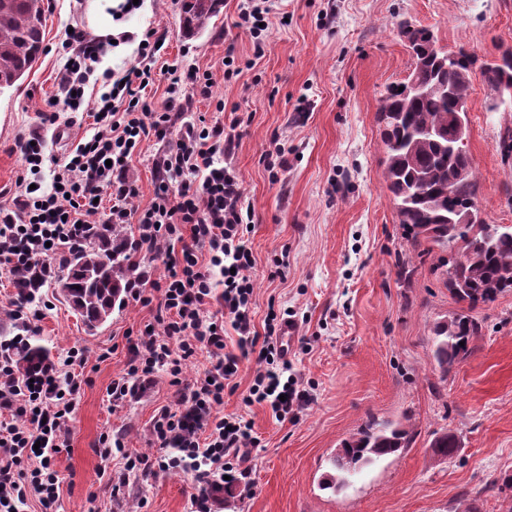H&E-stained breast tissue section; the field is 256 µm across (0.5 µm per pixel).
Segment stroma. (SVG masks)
I'll list each match as a JSON object with an SVG mask.
<instances>
[{
	"instance_id": "obj_1",
	"label": "stroma",
	"mask_w": 512,
	"mask_h": 512,
	"mask_svg": "<svg viewBox=\"0 0 512 512\" xmlns=\"http://www.w3.org/2000/svg\"><path fill=\"white\" fill-rule=\"evenodd\" d=\"M238 0L222 5L206 30L184 37L181 0H150L124 14L129 46L112 48L102 68L123 74L137 62L148 30L163 33L159 65L214 73L213 99H195L190 118L214 122L216 99L238 106L248 127L229 161L243 181L257 222L248 233L254 265L255 320L289 312L298 340L292 372L309 400L297 418L280 422L246 405L255 360L243 361L224 414L254 423L259 439L249 464L250 494L222 496L215 512H507L512 507V292L477 308L481 332L473 351L448 378L430 358L431 329L455 310L435 266L418 256L400 224L384 178L380 93L413 69L400 34L407 21L432 31L443 49L465 47L492 59L512 49V0H272L265 55L254 59L252 38L237 24ZM89 0H51L45 7V50L30 73L0 90V189L21 172L18 141L40 138L49 155L86 141L90 119L62 113L68 140L59 144L41 113L56 92L69 27L90 28ZM253 61L232 82L218 63L227 44ZM493 95L474 77L469 96V151L480 183L479 207L491 224H512V154L500 132L512 128V105L490 111ZM284 146L288 168L272 177L263 162ZM32 337L45 339L63 362L82 350L85 381L68 423L70 446L56 455L60 512H114L101 472L102 434L153 455L152 418L173 404L175 389L160 372L144 391L113 407L107 389L128 371L127 337L152 314L133 300L97 331L59 289L42 288ZM407 422L411 448L364 470L347 490L323 486L330 456L368 420ZM449 431L459 441L438 461L431 443ZM194 481L177 470L132 481L124 512H190Z\"/></svg>"
}]
</instances>
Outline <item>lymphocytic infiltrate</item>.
<instances>
[{
    "instance_id": "f902f5d3",
    "label": "lymphocytic infiltrate",
    "mask_w": 512,
    "mask_h": 512,
    "mask_svg": "<svg viewBox=\"0 0 512 512\" xmlns=\"http://www.w3.org/2000/svg\"><path fill=\"white\" fill-rule=\"evenodd\" d=\"M158 42L156 32H146L137 65L117 78L97 68L106 40L79 27L68 34L72 53L57 77V108L43 112L42 120L53 124L59 110H83L91 113L95 132L75 151L54 159L47 189L32 188L29 180L42 169V145L19 142L25 172L15 181L10 204L0 205V269L26 284L11 302L12 318L24 322L55 274L54 259L82 246L98 217L134 225L133 250L143 262L125 293L155 313L130 338L127 375L113 381L109 394L113 406H120L163 371L176 389V403L162 407L152 420L158 457L131 453L111 434L100 437L101 457L123 461L107 487L117 502L131 479L157 468L181 470L196 483L191 512H213L221 494H246L252 486L246 462L258 441L254 424L220 412L242 360L252 356L264 365L247 403L269 408L277 421L293 417L309 395L293 377L279 342L284 316L269 312L260 332L253 322V255L246 235L256 214L241 178L224 162L242 137L244 120L221 102L215 108L223 121L186 120L193 96L211 98L214 80L209 71L175 64L166 68V101L155 108L146 90ZM94 76L104 87L96 104L85 100ZM151 137L168 148L154 161L153 196L142 208L135 204L140 191L131 167L141 143ZM105 194L112 205L104 216L95 200ZM158 259L165 266L159 278L150 267ZM214 302L221 314L209 312ZM228 327L237 334L232 348L224 340ZM201 351L209 369L184 380V368ZM84 364L83 353L74 350L65 367L49 362L22 376L14 369L10 346L0 347V512H19L32 498L41 512H59L60 480L51 459L70 445L67 422L84 381Z\"/></svg>"
}]
</instances>
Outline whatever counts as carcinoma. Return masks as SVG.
<instances>
[{
	"label": "carcinoma",
	"mask_w": 512,
	"mask_h": 512,
	"mask_svg": "<svg viewBox=\"0 0 512 512\" xmlns=\"http://www.w3.org/2000/svg\"><path fill=\"white\" fill-rule=\"evenodd\" d=\"M220 0H184L182 24L186 34L207 28ZM43 0H0V89L10 88L37 63L44 42ZM414 60L413 74L426 92L398 91L389 86L380 96L383 124V165L399 223L412 234L413 245L443 256L437 268L460 308L432 328L434 369L448 377L471 352V340L481 327L471 311L512 291V225L488 224L478 206L480 186L464 140L468 137L465 112H455L451 96H470L475 71L494 93L490 110L512 100V67L478 62L464 47L437 49L419 55L422 30L401 25ZM439 132L433 140L427 133ZM132 274L125 228L99 224L92 237L74 250L57 279L73 309L89 328L103 325L117 305L125 304V284ZM14 366L24 374L50 359L40 344L23 343L14 352ZM414 438L402 423H366L344 440L331 456L333 472L324 486L339 492L363 467L388 456H399ZM433 456L446 459L458 448L452 433L435 437Z\"/></svg>",
	"instance_id": "1"
}]
</instances>
